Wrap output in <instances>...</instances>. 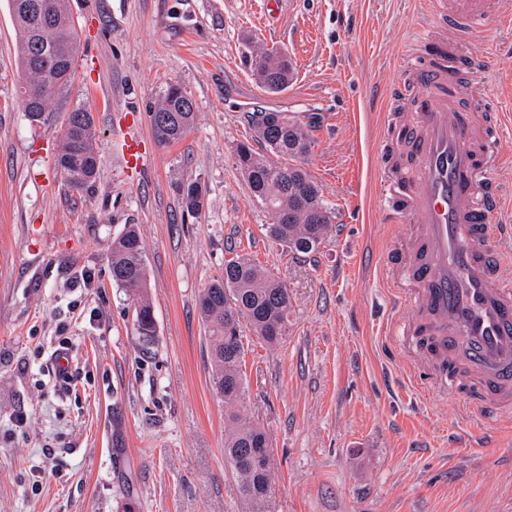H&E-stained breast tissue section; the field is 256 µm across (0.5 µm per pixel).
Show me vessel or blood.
<instances>
[{
	"instance_id": "vessel-or-blood-1",
	"label": "vessel or blood",
	"mask_w": 512,
	"mask_h": 512,
	"mask_svg": "<svg viewBox=\"0 0 512 512\" xmlns=\"http://www.w3.org/2000/svg\"><path fill=\"white\" fill-rule=\"evenodd\" d=\"M430 14L392 94L409 105L406 120L387 114L412 162L409 173L381 171L387 217L410 227L397 277L409 289L401 328L433 388L467 392L477 407L512 414V278L496 255L512 244V225L493 223L504 204L489 169L512 115L490 103L478 115L462 94V75L484 60L459 54L461 33L500 12L498 0H463ZM430 47L422 57L420 47Z\"/></svg>"
}]
</instances>
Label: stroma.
Segmentation results:
<instances>
[{
    "label": "stroma",
    "instance_id": "35a3bbf8",
    "mask_svg": "<svg viewBox=\"0 0 512 512\" xmlns=\"http://www.w3.org/2000/svg\"><path fill=\"white\" fill-rule=\"evenodd\" d=\"M80 31L74 74L29 121L19 42L0 0V512H252L224 459V401L197 299L243 254L286 283L291 329L270 348L244 331L240 406L270 443L271 512H512V417L480 418L429 388L389 318L406 225L384 220L378 166L390 92L424 11L416 0H69ZM474 31L466 54L488 71L473 90L512 110V0ZM278 48L292 84L264 92L245 39ZM193 99L179 142L159 143L151 109L169 84ZM93 113L101 158L92 186L57 172L64 120ZM285 112L315 140L301 164L334 211L317 252L293 257L265 234L270 212L236 165L253 112ZM149 149L130 179L124 117ZM201 183L188 212L179 185ZM137 225L157 335L144 345L136 304L112 282V240ZM88 287H76L82 276ZM73 337L75 389L41 366ZM24 425H16V414Z\"/></svg>",
    "mask_w": 512,
    "mask_h": 512
}]
</instances>
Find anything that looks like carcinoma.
Instances as JSON below:
<instances>
[{"label":"carcinoma","mask_w":512,"mask_h":512,"mask_svg":"<svg viewBox=\"0 0 512 512\" xmlns=\"http://www.w3.org/2000/svg\"><path fill=\"white\" fill-rule=\"evenodd\" d=\"M31 0H9L20 40L22 84L38 81L44 87L40 111L29 112L32 121L46 111L52 95L67 85L81 40L76 26L59 23L53 31L35 38V26L22 11ZM64 44L70 56L55 57L50 48ZM251 57L263 62L255 70L257 84L266 92L288 88L296 75L294 62L273 51L254 52ZM195 104L181 94L177 85L168 87L151 118L165 113L174 117L165 143L180 141L194 120ZM92 114L86 107L69 112L75 134L82 139H62L55 166L66 185L81 182L88 187V172L100 163L93 130H85ZM255 138L264 144L268 156L257 154L250 144H238L235 154L252 197L273 215L266 225L270 238L294 255H309L319 249L330 224L332 209L319 185L298 164L311 149L309 132L286 112H255L252 116ZM181 200L189 211L203 203V189L192 182L182 187ZM112 283L137 302L135 326L139 337L149 344L156 336L155 315L147 298L148 272L143 242L134 225L129 224L112 241L110 260ZM199 313L206 325L210 357V383L224 399V458L239 479L241 494L252 512H270L272 468L265 431L246 418L239 406L246 391L243 326L263 344L274 347L288 336L291 299L288 288L275 274L255 260L236 255L224 261V272L214 277L198 297Z\"/></svg>","instance_id":"carcinoma-1"}]
</instances>
